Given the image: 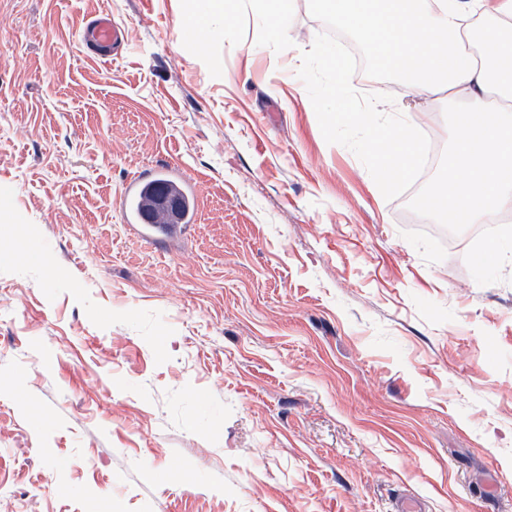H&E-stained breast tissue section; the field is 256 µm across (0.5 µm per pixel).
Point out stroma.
Here are the masks:
<instances>
[{
  "label": "stroma",
  "mask_w": 512,
  "mask_h": 512,
  "mask_svg": "<svg viewBox=\"0 0 512 512\" xmlns=\"http://www.w3.org/2000/svg\"><path fill=\"white\" fill-rule=\"evenodd\" d=\"M0 0V512H512V232L385 199L324 139L290 0ZM125 28L117 59L83 39ZM196 186L172 240L126 223L146 170ZM253 2L263 15H268L274 19L272 23L265 26V37L270 42L283 43L284 32L279 20L288 10V0H255ZM87 37L97 57L109 60L118 56L127 34L124 28L112 23L111 15L102 14L88 23ZM159 178V171L154 170L150 175L148 176H141V175H135L130 182L128 183L127 187L125 188L123 192V200L125 205L128 206L130 217L133 219V221L137 222H146L144 219V216L142 213L132 206L131 201L133 198H135L141 188L151 181H154L155 179ZM126 206V211H127Z\"/></svg>",
  "instance_id": "1"
}]
</instances>
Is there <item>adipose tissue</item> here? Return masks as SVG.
<instances>
[{"instance_id":"obj_1","label":"adipose tissue","mask_w":512,"mask_h":512,"mask_svg":"<svg viewBox=\"0 0 512 512\" xmlns=\"http://www.w3.org/2000/svg\"><path fill=\"white\" fill-rule=\"evenodd\" d=\"M376 63L456 104L434 213L491 224L512 215V0H320Z\"/></svg>"}]
</instances>
